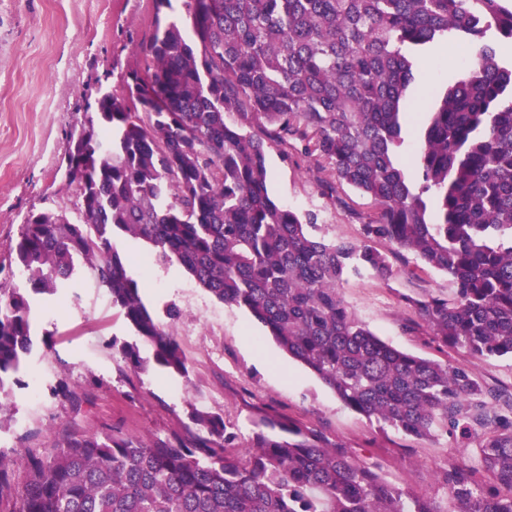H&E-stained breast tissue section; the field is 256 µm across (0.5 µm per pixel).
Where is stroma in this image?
<instances>
[{
	"label": "stroma",
	"mask_w": 512,
	"mask_h": 512,
	"mask_svg": "<svg viewBox=\"0 0 512 512\" xmlns=\"http://www.w3.org/2000/svg\"><path fill=\"white\" fill-rule=\"evenodd\" d=\"M181 0L157 9L155 0H0V282H11L13 249L28 214L69 202L64 168L70 137L101 92L125 97L124 76L146 74L145 50L157 25L183 17ZM424 68L402 105L415 112L424 90L462 74L470 50L453 49ZM269 192L280 204L318 217V235L356 240L377 203L347 185L325 190L326 162L306 158L267 141ZM129 276L159 320L177 306L176 339L189 376H170L153 365L152 351L109 298L92 282L75 281L58 294L37 297L31 322L38 343L23 372V387L0 404V451L20 447L25 432L34 444L53 445L63 430H117L146 440L189 425L191 405L223 415L236 445L249 447L258 419L280 414L320 429L329 441L345 443L377 460L387 479L445 505L448 491L437 475L466 458L471 445L444 433L407 437L346 408L308 369L289 358L242 308L224 304L199 287L178 265L146 267L148 244L127 235L114 239ZM393 267L391 279L352 278L345 303L380 339L393 347L440 362L467 365L489 388L512 387V357L474 359L433 342L429 329L412 322L405 297L448 296L447 276L423 267L410 253L380 241ZM137 345L145 372L121 368L113 343ZM66 384L74 400L58 398Z\"/></svg>",
	"instance_id": "stroma-1"
}]
</instances>
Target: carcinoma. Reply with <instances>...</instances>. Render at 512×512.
<instances>
[{"label": "carcinoma", "instance_id": "carcinoma-1", "mask_svg": "<svg viewBox=\"0 0 512 512\" xmlns=\"http://www.w3.org/2000/svg\"><path fill=\"white\" fill-rule=\"evenodd\" d=\"M182 2L192 35L166 24L149 74L126 81L143 113L102 93L71 137L73 208L22 225L23 286L0 282V398L22 385L33 296L79 276L109 295L156 365L188 376L172 326L113 247L123 232L151 246L152 263L176 262L249 311L348 409L406 436L473 441V458L438 474L441 509L319 429L266 416L285 436L261 430L243 454L223 416L195 406L194 428L165 440L68 430L49 452L25 445L21 490L0 452V512H512V391L392 347L339 292L351 277H392L374 246L387 240L454 285L450 297L404 298L435 343L512 357V62L496 42L512 40V0ZM443 40L473 54L412 117L402 102L417 64ZM411 123L413 172L398 161ZM267 138L328 161L325 188L336 180L378 203L359 241L317 235L315 214L270 196ZM116 352L144 370L137 346Z\"/></svg>", "mask_w": 512, "mask_h": 512}]
</instances>
